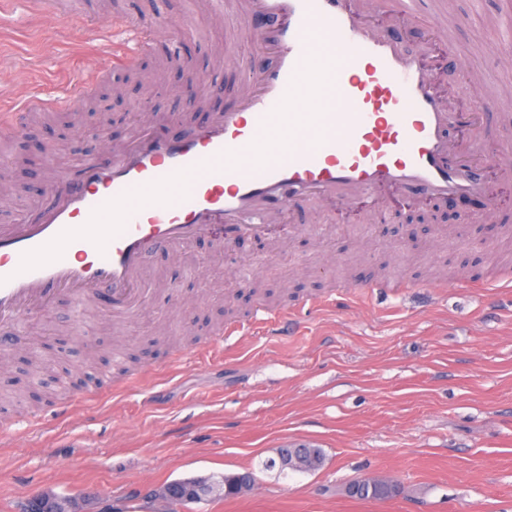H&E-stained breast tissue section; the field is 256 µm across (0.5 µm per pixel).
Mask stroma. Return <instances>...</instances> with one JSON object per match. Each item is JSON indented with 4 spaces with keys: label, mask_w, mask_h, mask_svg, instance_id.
I'll return each instance as SVG.
<instances>
[{
    "label": "stroma",
    "mask_w": 512,
    "mask_h": 512,
    "mask_svg": "<svg viewBox=\"0 0 512 512\" xmlns=\"http://www.w3.org/2000/svg\"><path fill=\"white\" fill-rule=\"evenodd\" d=\"M211 0H59L40 24L24 6L0 16V105L27 90L76 89L103 68L80 102L82 121L59 111L26 117L17 140L0 150L26 152L12 169L25 191L0 201V224L35 219L48 175L78 176L85 156L106 154L100 109L124 132L138 91L131 69H116L111 43L73 25L80 14L101 22L135 15L169 26L194 71L223 91L206 109L181 92L183 78L153 44L139 63L162 69L149 119L156 132L203 122L210 109L246 91L234 64L214 60L229 33ZM505 0H420L421 16L402 30L410 53H432L448 81L482 104L486 147L512 141V57L499 23ZM357 215L328 200L295 214L278 249L224 248L199 238L154 252L144 271L136 316L113 317L95 304L77 328L68 302L37 310L30 337L62 340L46 351L49 393L27 391L37 375L15 363L0 370V512H21L28 498L67 499L70 512H156L146 490L182 478L252 472L242 493L189 504V512H512V184L500 190L497 228L483 206L452 202L459 238L422 244L381 236L403 211ZM403 277L407 285L368 297L351 281ZM294 315L292 333L254 322L257 306ZM238 331L199 353L215 329ZM320 448L310 472L268 469L279 448ZM395 484L385 499L348 497L366 477Z\"/></svg>",
    "instance_id": "stroma-1"
}]
</instances>
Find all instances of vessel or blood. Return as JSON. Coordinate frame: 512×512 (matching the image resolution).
<instances>
[{"instance_id":"1","label":"vessel or blood","mask_w":512,"mask_h":512,"mask_svg":"<svg viewBox=\"0 0 512 512\" xmlns=\"http://www.w3.org/2000/svg\"><path fill=\"white\" fill-rule=\"evenodd\" d=\"M419 0H391V25L374 22L376 0H242V37L268 62L236 59L247 90L201 125L174 135L138 131L78 178L58 173L35 222L0 225V347L26 345L19 325L59 299L105 296L111 313L143 296L149 255L200 236L246 242L269 237L280 215L313 199L379 210L386 193L414 205L458 197L496 207L512 181V148L483 154L484 108L444 90L426 57L407 53L397 30ZM133 29L112 50L132 65L154 26L124 17L100 34ZM328 38L333 50L321 49ZM334 88L337 112H293L290 103ZM462 129L461 138L450 137ZM308 142L296 139L297 132Z\"/></svg>"}]
</instances>
